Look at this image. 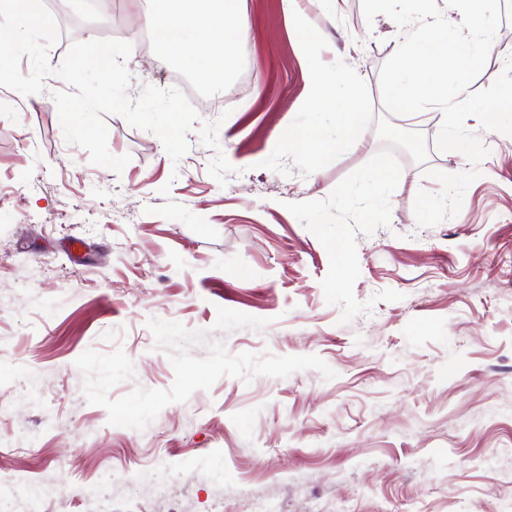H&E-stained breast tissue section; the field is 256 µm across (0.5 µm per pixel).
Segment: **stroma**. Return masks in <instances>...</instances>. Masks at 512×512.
<instances>
[{
	"label": "stroma",
	"instance_id": "35a3bbf8",
	"mask_svg": "<svg viewBox=\"0 0 512 512\" xmlns=\"http://www.w3.org/2000/svg\"><path fill=\"white\" fill-rule=\"evenodd\" d=\"M58 65L76 41L120 39L130 98L193 86L205 101L172 161L160 139L104 115L122 172L66 142L54 76L35 101L0 87V507L95 512H512V136L489 148L460 212L418 227L425 169H469L432 144L394 155L389 226L357 234L359 301L341 323L329 257L286 208L321 200L384 147L374 129L302 176L262 168L310 91L284 0H245L250 35L226 76L183 72L144 40L129 0H45ZM368 85L402 40L361 0H300ZM169 194H161L162 186Z\"/></svg>",
	"mask_w": 512,
	"mask_h": 512
}]
</instances>
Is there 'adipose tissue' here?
Here are the masks:
<instances>
[{
	"label": "adipose tissue",
	"mask_w": 512,
	"mask_h": 512,
	"mask_svg": "<svg viewBox=\"0 0 512 512\" xmlns=\"http://www.w3.org/2000/svg\"><path fill=\"white\" fill-rule=\"evenodd\" d=\"M144 22L184 69L202 77L227 66L250 32L239 0H151Z\"/></svg>",
	"instance_id": "adipose-tissue-1"
}]
</instances>
